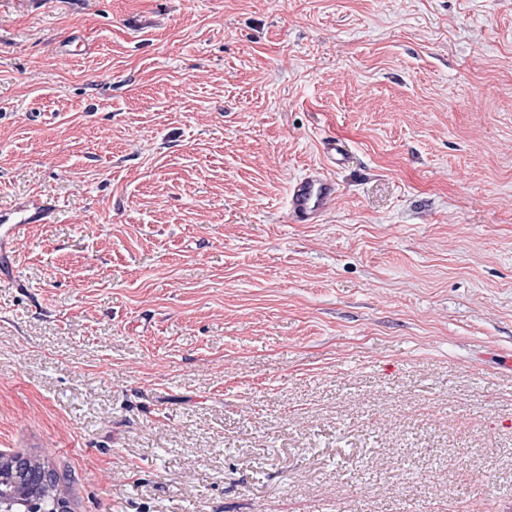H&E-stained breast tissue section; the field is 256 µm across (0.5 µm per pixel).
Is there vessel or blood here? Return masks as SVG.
Returning <instances> with one entry per match:
<instances>
[{
    "label": "vessel or blood",
    "mask_w": 512,
    "mask_h": 512,
    "mask_svg": "<svg viewBox=\"0 0 512 512\" xmlns=\"http://www.w3.org/2000/svg\"><path fill=\"white\" fill-rule=\"evenodd\" d=\"M324 162L312 166L288 186V217L295 224H318L331 213L338 201L340 187L336 170L349 165L351 157L336 137H326L321 147ZM51 206L41 196L29 197L11 210L0 211V249L14 245L29 224L46 223Z\"/></svg>",
    "instance_id": "obj_1"
}]
</instances>
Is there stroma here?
Returning <instances> with one entry per match:
<instances>
[{"mask_svg":"<svg viewBox=\"0 0 512 512\" xmlns=\"http://www.w3.org/2000/svg\"><path fill=\"white\" fill-rule=\"evenodd\" d=\"M33 195L0 453L72 512H512V0H0ZM321 151L323 164L310 166L288 186L287 211L293 224H320L336 208L340 187L331 171L347 167L351 157L334 136L322 141Z\"/></svg>","mask_w":512,"mask_h":512,"instance_id":"stroma-1","label":"stroma"}]
</instances>
